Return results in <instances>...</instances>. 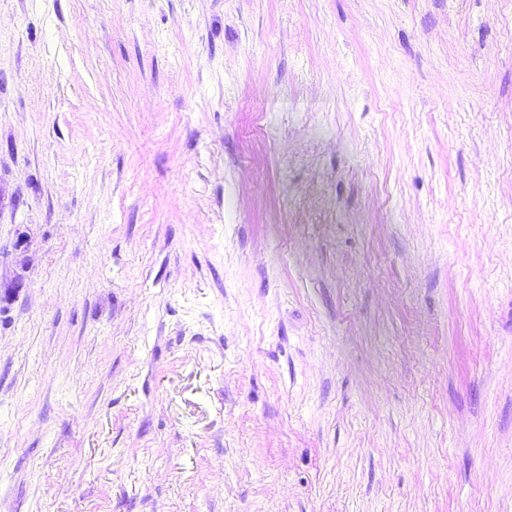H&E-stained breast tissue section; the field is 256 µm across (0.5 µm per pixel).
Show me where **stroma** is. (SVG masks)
Returning a JSON list of instances; mask_svg holds the SVG:
<instances>
[{"label":"stroma","instance_id":"stroma-1","mask_svg":"<svg viewBox=\"0 0 512 512\" xmlns=\"http://www.w3.org/2000/svg\"><path fill=\"white\" fill-rule=\"evenodd\" d=\"M0 512H512V0H0Z\"/></svg>","mask_w":512,"mask_h":512}]
</instances>
